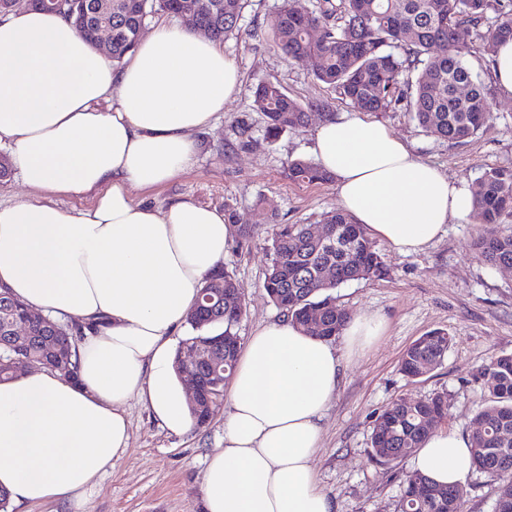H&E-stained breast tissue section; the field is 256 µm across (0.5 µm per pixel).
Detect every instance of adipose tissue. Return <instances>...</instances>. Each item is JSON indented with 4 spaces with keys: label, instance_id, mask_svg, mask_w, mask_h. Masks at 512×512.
<instances>
[{
    "label": "adipose tissue",
    "instance_id": "adipose-tissue-1",
    "mask_svg": "<svg viewBox=\"0 0 512 512\" xmlns=\"http://www.w3.org/2000/svg\"><path fill=\"white\" fill-rule=\"evenodd\" d=\"M240 83L217 42L176 25L155 28L116 67L61 14L0 18V142L31 191L0 203V286L83 330L78 381L42 368L0 382V487L12 505L82 507L129 445L130 398L168 432L191 429L173 348L232 228L210 207L157 208L131 191L190 167L193 132L217 121ZM313 142L340 209L399 253L425 250L472 209L464 180L383 122L330 118ZM59 195L93 202L63 207ZM382 326L375 314L352 319L340 348L285 319L250 337L227 393L224 447L202 473L203 512H334L312 466L323 418L344 365ZM412 463L444 485L474 469L467 439L450 432L432 433Z\"/></svg>",
    "mask_w": 512,
    "mask_h": 512
}]
</instances>
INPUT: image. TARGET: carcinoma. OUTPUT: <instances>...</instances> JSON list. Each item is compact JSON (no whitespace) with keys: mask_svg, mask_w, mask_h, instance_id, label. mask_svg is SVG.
Instances as JSON below:
<instances>
[{"mask_svg":"<svg viewBox=\"0 0 512 512\" xmlns=\"http://www.w3.org/2000/svg\"><path fill=\"white\" fill-rule=\"evenodd\" d=\"M45 0H0V14L20 7L47 10ZM244 0H112V64L124 61L139 42L142 23L161 11L182 19L195 16L207 26L209 36L222 42L241 31ZM276 47L288 58L305 65L315 80L337 91L366 112L404 111L428 135L452 144L474 137L491 118L488 90L467 64L468 44L456 39L461 31L479 42L488 54L496 44L512 39V0H316L314 8L300 0H287L268 22ZM467 87L465 94L457 92ZM254 106L265 119V135L277 138L285 131L308 125L313 111L329 118V104L307 106L297 102L277 83L260 81ZM293 181L322 183L332 176L319 165L295 159L288 162ZM473 221L503 224L512 218V168H492L475 182ZM336 237L347 238L350 253L343 255L314 239L310 224H279L272 234L273 258L264 288L284 315L298 327L331 338L342 333L352 314L336 304L331 291L353 280L379 278L385 269L368 233L348 215L336 211L323 217ZM476 253L492 266L512 264V230L479 238ZM335 269L325 277L326 267ZM241 290L226 270L206 275L200 294L210 298L206 309L193 307L187 316L195 335L182 347L229 341L220 355L218 374L208 378L211 387L188 400L195 423L208 424L213 408L224 397V380L232 376L241 349L234 331L238 320L225 314L226 299ZM20 301L0 290V380L16 374L15 366L31 362L42 368L77 377L76 348L81 327L51 322L52 328L35 327L26 346L16 345L11 321ZM451 337L432 331L403 354L402 372L423 376L444 361ZM488 404L474 418L469 435L474 465L498 480L496 507L512 512V354L500 355L479 373ZM429 415L446 417L447 400L434 396L408 407L395 399L375 419L370 447L383 465L414 454L428 439L421 426ZM467 492L461 486L437 484L417 471L404 474L399 512H464Z\"/></svg>","mask_w":512,"mask_h":512,"instance_id":"obj_1","label":"carcinoma"}]
</instances>
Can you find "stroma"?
<instances>
[{
    "label": "stroma",
    "mask_w": 512,
    "mask_h": 512,
    "mask_svg": "<svg viewBox=\"0 0 512 512\" xmlns=\"http://www.w3.org/2000/svg\"><path fill=\"white\" fill-rule=\"evenodd\" d=\"M282 4L245 0L242 34L223 43L242 84L215 126L195 133L194 164L169 182L131 191L135 201L156 207L189 200L223 213L237 211L250 234H233L223 267L245 292L246 312L236 326L244 340L282 317L263 287L274 225L315 224L338 206L334 182L289 179L288 161L314 160V129L266 139L263 116L253 106L254 85L273 81L300 103L328 100L333 114L356 112L304 65L277 50L266 22ZM467 61L489 90L492 112L489 123L468 142L457 145L429 136L402 111L381 112L377 118L424 161L472 184L486 169L512 166V101L500 96L482 49L473 48ZM240 121L250 126L249 143L236 135ZM494 230V225L469 218L454 221L428 248L410 255L377 241L385 275L336 288L337 303L352 314L376 313L385 322L371 347L345 366L313 460L318 483L337 512H397L402 477L412 459L386 467L372 459L370 448L374 419L396 398L445 395L448 416L440 430L471 434L473 418L487 402L477 371L494 357L512 353V271L486 264L473 249L476 239ZM436 329L452 339L444 362L426 376L407 377L400 367L404 351ZM125 411L129 446L87 492L86 512H201L206 457L224 447L223 406L214 407L209 425L182 435L162 429L139 400H129Z\"/></svg>",
    "instance_id": "35a3bbf8"
}]
</instances>
